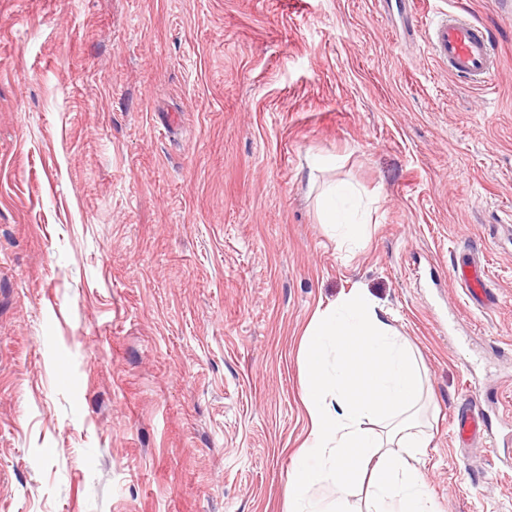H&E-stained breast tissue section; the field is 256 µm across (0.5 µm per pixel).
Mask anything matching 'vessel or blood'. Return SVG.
Segmentation results:
<instances>
[{
    "mask_svg": "<svg viewBox=\"0 0 512 512\" xmlns=\"http://www.w3.org/2000/svg\"><path fill=\"white\" fill-rule=\"evenodd\" d=\"M437 60L449 74L482 86L498 66L495 43L482 25L446 14L425 32ZM455 277L469 299L477 301L487 293L485 271L481 264L467 261L457 265ZM488 426L480 397L474 396L459 407L454 417V437L459 445L485 438Z\"/></svg>",
    "mask_w": 512,
    "mask_h": 512,
    "instance_id": "vessel-or-blood-1",
    "label": "vessel or blood"
}]
</instances>
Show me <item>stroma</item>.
I'll list each match as a JSON object with an SVG mask.
<instances>
[{
  "instance_id": "obj_1",
  "label": "stroma",
  "mask_w": 512,
  "mask_h": 512,
  "mask_svg": "<svg viewBox=\"0 0 512 512\" xmlns=\"http://www.w3.org/2000/svg\"><path fill=\"white\" fill-rule=\"evenodd\" d=\"M427 7L0 0V512H286L304 333L359 290L427 368L435 512H512V10ZM448 10L491 88L429 50ZM475 382L495 455L453 440ZM425 37L449 74L474 85H485L498 66L492 35L477 23L443 14L425 30ZM348 202V189L343 185H335L322 201L323 215L326 224L338 230L344 241L358 248L366 238L367 229L365 224L349 220L346 207ZM455 277L465 288L466 295L472 301H479L487 293V282L485 279V270L482 265L469 259L463 264H457L454 269Z\"/></svg>"
}]
</instances>
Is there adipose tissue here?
Instances as JSON below:
<instances>
[{
  "label": "adipose tissue",
  "instance_id": "adipose-tissue-1",
  "mask_svg": "<svg viewBox=\"0 0 512 512\" xmlns=\"http://www.w3.org/2000/svg\"><path fill=\"white\" fill-rule=\"evenodd\" d=\"M348 202V189L338 185L322 210L326 224L357 247L367 229L350 221ZM302 352L313 458L300 460L288 479V512H335V501L310 493L324 482L337 498L366 485L369 512H434L412 464L424 445L417 420L423 369L377 304L359 291L315 313ZM370 419L381 431L366 428Z\"/></svg>",
  "mask_w": 512,
  "mask_h": 512
}]
</instances>
